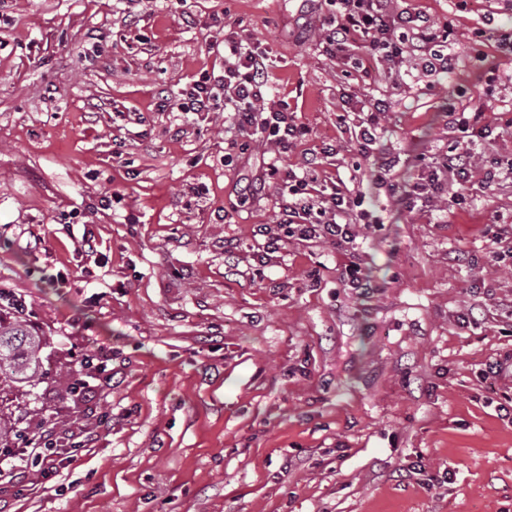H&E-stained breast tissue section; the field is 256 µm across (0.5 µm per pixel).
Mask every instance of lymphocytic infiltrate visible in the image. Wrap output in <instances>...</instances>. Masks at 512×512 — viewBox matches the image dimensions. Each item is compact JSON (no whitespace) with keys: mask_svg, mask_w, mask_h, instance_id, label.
Returning <instances> with one entry per match:
<instances>
[{"mask_svg":"<svg viewBox=\"0 0 512 512\" xmlns=\"http://www.w3.org/2000/svg\"><path fill=\"white\" fill-rule=\"evenodd\" d=\"M327 16L319 27L321 45L329 58L371 74L384 65L400 71L406 61H421L427 72L452 73L457 58L448 51L453 33L450 23H436L411 9H397L393 0H320ZM224 65L220 71H203L181 96L170 103V111L211 112L225 106L233 114L238 137L232 142L225 164L244 157L255 137L272 147L262 172L249 179L239 199L248 205L262 196L270 184L278 186V214L275 223L257 225L267 252H277L288 241H324L335 245L356 239V226L367 215L365 197L344 183L323 184L316 158L305 159L301 169L284 166L289 151L305 139L310 130L295 120L286 102L271 98L267 52L260 42L247 41L238 32L224 34ZM393 97L369 99L353 117L339 115V123H352L350 146L367 154L380 140L382 115L392 111ZM448 115L458 135L447 150L422 161L417 181L404 187L402 198L408 206H432L448 184L466 185L474 172L481 148L490 144L492 130L482 115L449 106Z\"/></svg>","mask_w":512,"mask_h":512,"instance_id":"f902f5d3","label":"lymphocytic infiltrate"}]
</instances>
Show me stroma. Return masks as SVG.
<instances>
[{
  "label": "stroma",
  "instance_id": "35a3bbf8",
  "mask_svg": "<svg viewBox=\"0 0 512 512\" xmlns=\"http://www.w3.org/2000/svg\"><path fill=\"white\" fill-rule=\"evenodd\" d=\"M407 5L451 22L460 63L446 76L405 63L410 89L381 119L393 179L454 139L452 102L494 130L484 161L512 158V67L487 81L472 51L477 31L512 25V0ZM318 17L309 0L0 7V290L47 338L40 380L0 410L23 437L90 439L50 477L30 466L0 483L10 512H512V420L487 401L512 394V373L479 375L512 356V269L486 259L491 226L512 225V175L471 185L463 209L447 195L402 208L337 122L342 92L385 98L393 76L343 77ZM234 22L269 49L272 93L310 129L289 164L339 146L323 170L365 192L371 223L354 243L261 256L253 232L275 219L274 188L234 204L266 143L228 166L229 113L160 111L223 66L211 45ZM353 261L365 288L344 281ZM85 352L107 389L74 393ZM419 456L455 478L426 488L408 471Z\"/></svg>",
  "mask_w": 512,
  "mask_h": 512
}]
</instances>
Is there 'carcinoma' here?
I'll return each instance as SVG.
<instances>
[{"mask_svg":"<svg viewBox=\"0 0 512 512\" xmlns=\"http://www.w3.org/2000/svg\"><path fill=\"white\" fill-rule=\"evenodd\" d=\"M46 337L27 321L0 309V392L23 390L41 375Z\"/></svg>","mask_w":512,"mask_h":512,"instance_id":"1","label":"carcinoma"}]
</instances>
